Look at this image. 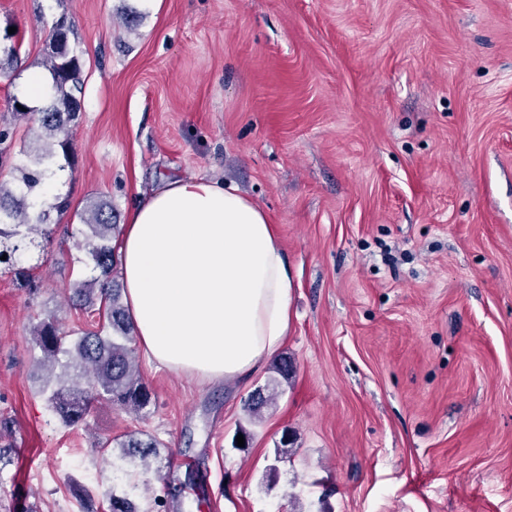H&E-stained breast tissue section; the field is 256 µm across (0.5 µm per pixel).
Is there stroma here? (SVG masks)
<instances>
[{
    "instance_id": "1",
    "label": "stroma",
    "mask_w": 512,
    "mask_h": 512,
    "mask_svg": "<svg viewBox=\"0 0 512 512\" xmlns=\"http://www.w3.org/2000/svg\"><path fill=\"white\" fill-rule=\"evenodd\" d=\"M67 17L85 76L71 210L0 274V512H102L112 484L168 512H512V0H0V181L32 140L14 96ZM172 176L235 186L267 212L294 288L291 371L248 425V395L136 360L151 403L62 426L38 394L33 324L71 305L87 199L118 224ZM162 442L116 474L107 441ZM190 459L174 468L172 455Z\"/></svg>"
}]
</instances>
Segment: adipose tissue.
<instances>
[{"label": "adipose tissue", "instance_id": "adipose-tissue-1", "mask_svg": "<svg viewBox=\"0 0 512 512\" xmlns=\"http://www.w3.org/2000/svg\"><path fill=\"white\" fill-rule=\"evenodd\" d=\"M115 245L129 320L150 360L231 383L284 344L288 259L275 225L236 187L167 180L135 199Z\"/></svg>", "mask_w": 512, "mask_h": 512}]
</instances>
